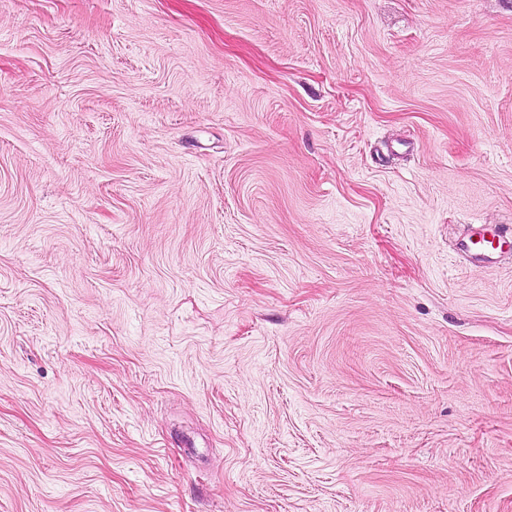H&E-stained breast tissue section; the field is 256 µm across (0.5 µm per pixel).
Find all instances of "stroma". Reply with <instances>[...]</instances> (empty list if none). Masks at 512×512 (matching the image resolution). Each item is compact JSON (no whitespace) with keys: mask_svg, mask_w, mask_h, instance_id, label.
Instances as JSON below:
<instances>
[{"mask_svg":"<svg viewBox=\"0 0 512 512\" xmlns=\"http://www.w3.org/2000/svg\"><path fill=\"white\" fill-rule=\"evenodd\" d=\"M512 0H0V512H512ZM512 238V230L486 234L485 232H473L470 236L459 242V250L463 252L472 268H483L494 263L503 251V244Z\"/></svg>","mask_w":512,"mask_h":512,"instance_id":"35a3bbf8","label":"stroma"}]
</instances>
